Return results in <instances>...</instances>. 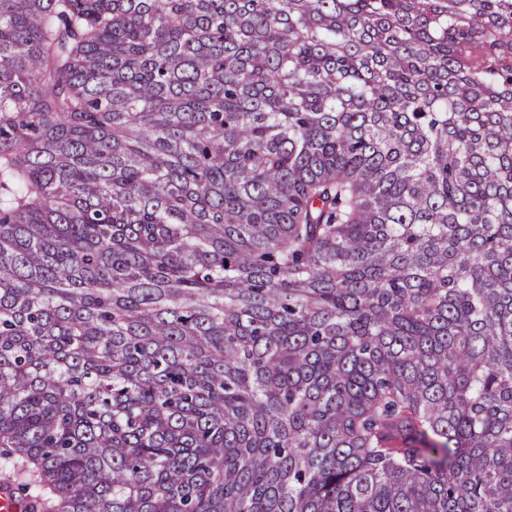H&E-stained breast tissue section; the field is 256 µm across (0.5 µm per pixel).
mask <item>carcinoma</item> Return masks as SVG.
<instances>
[{"label":"carcinoma","mask_w":512,"mask_h":512,"mask_svg":"<svg viewBox=\"0 0 512 512\" xmlns=\"http://www.w3.org/2000/svg\"><path fill=\"white\" fill-rule=\"evenodd\" d=\"M21 512H512V0H0Z\"/></svg>","instance_id":"cac0c4a2"}]
</instances>
